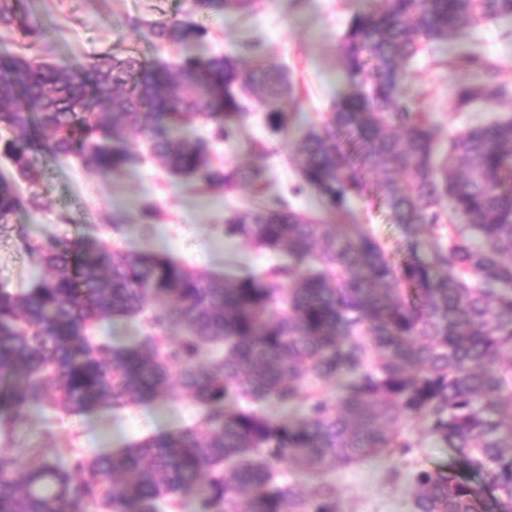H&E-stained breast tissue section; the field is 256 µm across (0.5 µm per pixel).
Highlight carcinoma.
<instances>
[{
  "label": "carcinoma",
  "instance_id": "obj_1",
  "mask_svg": "<svg viewBox=\"0 0 512 512\" xmlns=\"http://www.w3.org/2000/svg\"><path fill=\"white\" fill-rule=\"evenodd\" d=\"M255 0H191L190 13L250 12ZM512 18V0H367L340 44L350 91L292 143L297 191L321 212L348 213L370 192L396 224L433 241L427 257L394 262L368 232L351 235L268 197L264 167H216L197 119L239 139L254 107L266 140L246 152L277 155L294 94L286 71L233 54L149 63L100 55L81 71L0 49V223L40 208L41 160L76 159L121 173L135 133L172 174L230 194L249 185L253 205L225 219L224 235L284 253L263 274L217 277L104 237L21 240L42 270L28 288L0 284V426L32 406L69 414L125 409L177 396L202 413L195 428L155 435L66 465L36 448L0 451V512H338L321 481L300 493L280 468L321 479L339 467L404 451L403 426L449 448L479 483L452 466L412 472V512H512V114H493L448 138L406 94L409 64L484 21ZM0 26L33 46L46 25L32 0H0ZM160 43H188L195 21L149 24ZM459 112L491 108L507 93L499 69L470 52ZM159 213L140 207L143 232ZM125 319L137 336L118 346L99 325ZM339 383L336 395L303 394Z\"/></svg>",
  "mask_w": 512,
  "mask_h": 512
}]
</instances>
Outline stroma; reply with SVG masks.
Wrapping results in <instances>:
<instances>
[{
  "label": "stroma",
  "mask_w": 512,
  "mask_h": 512,
  "mask_svg": "<svg viewBox=\"0 0 512 512\" xmlns=\"http://www.w3.org/2000/svg\"><path fill=\"white\" fill-rule=\"evenodd\" d=\"M364 0H259L255 12H216L197 15L208 29L199 43L172 45L151 38L146 25L159 20L183 18L187 0H34V7L49 27L35 51L43 59L81 68L101 54H134L149 60L174 62L185 54L211 56L224 53L246 55L255 46L267 63L286 68L294 82V98L284 101L291 114V136L299 138L307 128L329 112L331 104L348 88L338 44L352 15L364 8ZM143 20V28L130 26V19ZM478 52L496 63L501 78L512 84V20L492 21L458 39L439 45L437 57L448 59L464 52ZM420 57L413 66L411 94L430 112L439 140L488 114L483 106L458 113L452 107L460 69L432 65ZM137 158L122 173L89 171L77 161H46L38 191V210L23 209L10 223L0 224V283L18 289L38 277L20 248L22 239L41 241L63 238L73 241L101 236L113 215L125 222L114 245L155 250L138 226L139 208L153 202L159 209L157 231L166 238V254L193 267L217 274L241 270L262 273L279 264L281 255L252 249L224 235V219L230 211L248 207L249 189L232 194L206 190L171 176L152 157L140 137H132ZM214 161L219 165H259L272 175L271 192L288 189L297 181L296 166L286 154L254 157L240 150L237 142L216 144ZM345 223L374 235L392 259L410 253L425 254L423 231L415 225L393 223L383 203L374 198L353 200ZM166 426H159L144 404L119 413L101 408L80 415L31 409L26 421L11 434L0 435V448H36L47 456L67 460L75 453L93 454L161 433L194 425L198 408L188 399L165 401ZM413 448L336 469L329 476L336 488L341 512H410L412 485L409 475L423 468L450 465L451 451L417 430H409Z\"/></svg>",
  "instance_id": "1"
}]
</instances>
